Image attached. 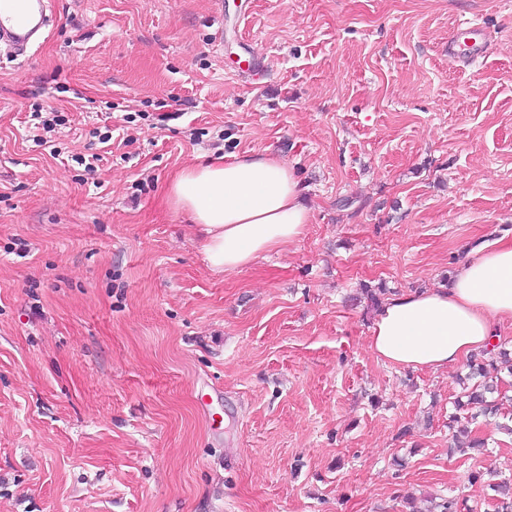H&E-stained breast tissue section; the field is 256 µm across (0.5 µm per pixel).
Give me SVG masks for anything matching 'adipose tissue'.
<instances>
[{
	"label": "adipose tissue",
	"instance_id": "obj_1",
	"mask_svg": "<svg viewBox=\"0 0 512 512\" xmlns=\"http://www.w3.org/2000/svg\"><path fill=\"white\" fill-rule=\"evenodd\" d=\"M173 208L205 234L204 257L234 272L300 239L310 222L305 188L282 158L212 159L182 169L170 185ZM512 322V240L459 265L447 283L401 294L383 306L368 347L385 363L437 371L497 342Z\"/></svg>",
	"mask_w": 512,
	"mask_h": 512
}]
</instances>
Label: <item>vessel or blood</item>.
<instances>
[{
    "mask_svg": "<svg viewBox=\"0 0 512 512\" xmlns=\"http://www.w3.org/2000/svg\"><path fill=\"white\" fill-rule=\"evenodd\" d=\"M47 0H0V39L25 52L47 26Z\"/></svg>",
    "mask_w": 512,
    "mask_h": 512,
    "instance_id": "b4317fda",
    "label": "vessel or blood"
}]
</instances>
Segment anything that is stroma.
<instances>
[{
  "label": "stroma",
  "mask_w": 512,
  "mask_h": 512,
  "mask_svg": "<svg viewBox=\"0 0 512 512\" xmlns=\"http://www.w3.org/2000/svg\"><path fill=\"white\" fill-rule=\"evenodd\" d=\"M50 16L0 44V512H492L512 436L480 418L484 450L449 454L466 365L377 359L361 287L434 288L512 239V0ZM468 21L475 60L448 52ZM245 153L289 162L311 222L216 273L168 188Z\"/></svg>",
  "instance_id": "35a3bbf8"
}]
</instances>
